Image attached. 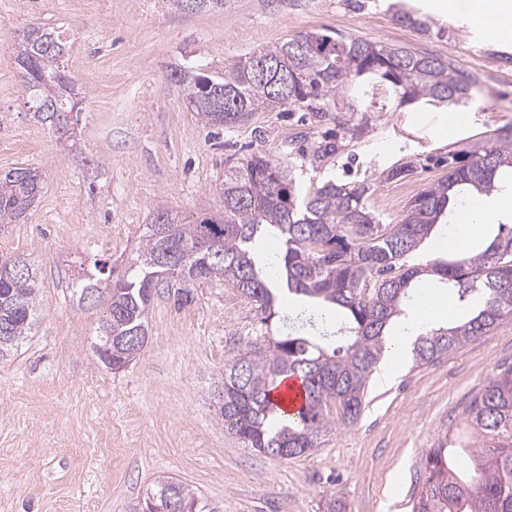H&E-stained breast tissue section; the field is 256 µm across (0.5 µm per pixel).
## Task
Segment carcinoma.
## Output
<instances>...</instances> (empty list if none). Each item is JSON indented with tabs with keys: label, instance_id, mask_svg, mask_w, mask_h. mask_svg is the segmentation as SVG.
Segmentation results:
<instances>
[{
	"label": "carcinoma",
	"instance_id": "1",
	"mask_svg": "<svg viewBox=\"0 0 512 512\" xmlns=\"http://www.w3.org/2000/svg\"><path fill=\"white\" fill-rule=\"evenodd\" d=\"M61 34L29 27L13 42L14 63L28 93L25 107L66 129L74 112L75 85L62 58ZM192 111L213 128H234L258 112L287 109L304 99L323 118L346 84L366 78L385 86L399 103L414 100L459 106L479 78L452 62L407 46L345 37L330 29L308 31L240 59L222 73L175 67ZM512 185V137L497 135L482 147L448 153V173L424 189L402 218L385 224L367 204L369 187L328 181L301 192L292 167L266 152L224 175L221 210L189 219L162 204L153 209L136 256L121 272L94 258L90 275L72 284L78 303L102 280L112 295L100 301L94 349L112 351L113 370L127 366L148 338L154 294L163 286L184 290L228 280L260 312L262 333L242 342L226 360L217 390L224 430L245 447L290 459L319 447L336 424L354 423L369 380L382 359L395 319L427 281L455 288L468 308L461 319L419 335L411 354L420 366L493 332L512 316V227L485 250L422 267L408 264L432 231L448 227L467 191L488 195ZM42 190L41 173L29 166L0 170V224L27 219ZM0 269V360L32 333L38 317L37 269ZM304 307L334 309L344 345L325 348L329 337L297 328L273 335L281 320L277 289ZM298 377L306 403L294 418L280 415L272 391ZM468 437L444 439L422 458L424 480L412 512H512V367L499 373L465 408ZM173 504L179 512H217L184 484L162 479L136 504L152 512Z\"/></svg>",
	"mask_w": 512,
	"mask_h": 512
}]
</instances>
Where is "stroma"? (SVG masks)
<instances>
[{
  "mask_svg": "<svg viewBox=\"0 0 512 512\" xmlns=\"http://www.w3.org/2000/svg\"><path fill=\"white\" fill-rule=\"evenodd\" d=\"M421 26L399 22L390 0H224L185 11L173 0H0V170L38 168L42 196L28 219L0 228V259L38 269L40 316L17 354L0 361V512H130L157 480L172 477L221 512H411L422 456L463 426L472 397L512 367V317L435 363L404 357L388 385L370 381L356 421L288 460L244 447L225 432L211 393L239 339L255 335L253 304L229 281L191 288L188 300L154 296L148 340L125 368L93 348L98 310L71 298L87 259L123 267L156 203L189 216L219 209L225 173L253 152L294 154L301 189L334 180L365 184L382 220L398 221L412 196L438 182L434 165L512 128V31L473 43L476 18L437 14L405 0ZM62 28L81 114L75 141L28 112L12 57L16 30ZM407 45L478 73L449 132L447 105L417 102L349 112L363 80L336 95V119L296 107L261 112L233 129L205 126L170 78L177 65L220 72L302 32ZM333 155L313 160L320 143ZM417 171L399 182L391 167Z\"/></svg>",
  "mask_w": 512,
  "mask_h": 512,
  "instance_id": "35a3bbf8",
  "label": "stroma"
}]
</instances>
